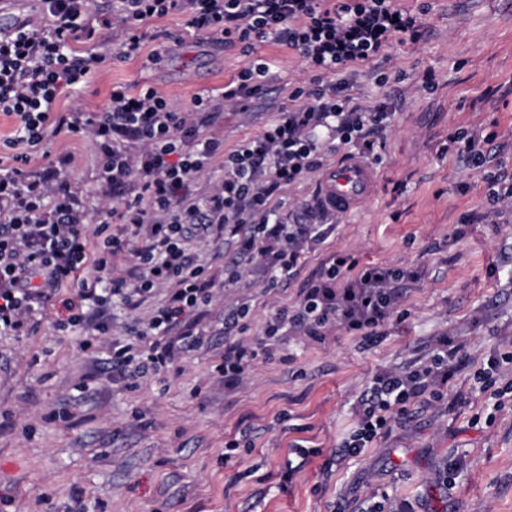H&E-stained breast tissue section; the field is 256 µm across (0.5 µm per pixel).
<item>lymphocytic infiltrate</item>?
<instances>
[{"instance_id": "obj_1", "label": "lymphocytic infiltrate", "mask_w": 512, "mask_h": 512, "mask_svg": "<svg viewBox=\"0 0 512 512\" xmlns=\"http://www.w3.org/2000/svg\"><path fill=\"white\" fill-rule=\"evenodd\" d=\"M89 12L90 0H38L33 17L0 37V113L15 120L5 141L13 163L0 166V335H34L45 308L59 300L66 311L60 327L78 330L88 350L112 329L113 299L130 304L164 289L132 340L110 351L113 383L134 390L147 375L173 371L207 341L204 318L217 282L191 253V239L234 240L226 282L253 265L263 268L268 289L299 277L306 254L334 232L336 211L313 200L286 212L275 198L324 168L326 144L373 154L390 107L353 104L350 78L356 67L384 58L393 42L416 41L422 21L397 0H112L111 21L125 35L122 56L139 53L143 22L179 12L188 31L210 41L249 50L269 39L282 42L316 70L310 83L289 92L290 107L228 151L204 129L225 106L244 110L267 94L269 66L261 59L249 60L220 94L194 96L184 107L150 86L134 92L116 85L101 111L57 110L63 94L108 60L96 46ZM77 42L90 52L76 55ZM50 136L92 144L97 180L120 199L119 209L93 211L90 195L67 177L75 161L70 153L29 169L31 152ZM218 158L223 165L216 172ZM205 174L215 175L214 189L193 194L191 182ZM115 219L121 227L113 233ZM129 256L147 268L144 278L105 277L113 261ZM411 279L332 254L302 279L296 301L271 313L250 340L239 337L248 304L225 310L224 355L214 371L225 386L235 385L296 333L321 341L342 328L373 338L389 320L403 318L400 303ZM469 365L464 345L441 337L430 357L376 374L357 399L358 427L340 455L365 453L388 433L391 419L409 416L411 404L442 400L444 385Z\"/></svg>"}]
</instances>
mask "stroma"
I'll use <instances>...</instances> for the list:
<instances>
[{"instance_id": "1", "label": "stroma", "mask_w": 512, "mask_h": 512, "mask_svg": "<svg viewBox=\"0 0 512 512\" xmlns=\"http://www.w3.org/2000/svg\"><path fill=\"white\" fill-rule=\"evenodd\" d=\"M422 15L421 38L393 45L380 59L377 84L359 67L350 93L355 104L389 103L392 116L376 138L374 193L338 215L323 250L309 254L317 271L331 253L363 265L409 268L418 274L402 303L407 316L383 328L384 340L364 346L336 329L324 341L295 336L273 359H258L234 387L212 367L224 351V309L248 300L245 318L256 332L275 307L295 301L298 283L264 290L260 267L220 287L209 307L208 344L180 369L148 378L140 389L114 385L108 347L145 320L150 305H111L112 333L99 352L81 350L75 332L60 330V306L50 307L32 336L0 337V512H371L373 493L385 512H512V393L500 407L472 389L464 370L448 397L466 402L417 411L391 422L363 456L336 460L356 430L355 403L373 376L425 356L449 335L466 343L472 362L512 349V210L488 216V190L512 185V0H398ZM112 0H92L98 41L113 57L84 88L64 96L60 109L105 108L113 85L155 88L175 105L222 88L243 68L240 45L215 44L188 33L170 14L146 22L143 49L118 55L122 34L105 23ZM158 62H151L152 54ZM255 56L270 63V92L250 111L225 107L206 130L225 150L257 135L290 87L315 76L284 44L260 43ZM432 72L436 86L421 84ZM465 130L495 134L497 151L481 171L459 159L450 136ZM46 150L73 152L71 182L94 202L113 207L96 180L90 143L47 138ZM473 218L465 236L456 228ZM251 433L225 458L224 443ZM312 454L288 487L280 473L297 462L294 445ZM457 461L454 482L441 487L446 461Z\"/></svg>"}]
</instances>
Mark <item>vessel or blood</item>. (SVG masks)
Returning <instances> with one entry per match:
<instances>
[{
  "mask_svg": "<svg viewBox=\"0 0 512 512\" xmlns=\"http://www.w3.org/2000/svg\"><path fill=\"white\" fill-rule=\"evenodd\" d=\"M376 183L374 168L357 160L342 159L326 174L319 195L327 204L349 211L370 198Z\"/></svg>",
  "mask_w": 512,
  "mask_h": 512,
  "instance_id": "b4317fda",
  "label": "vessel or blood"
}]
</instances>
